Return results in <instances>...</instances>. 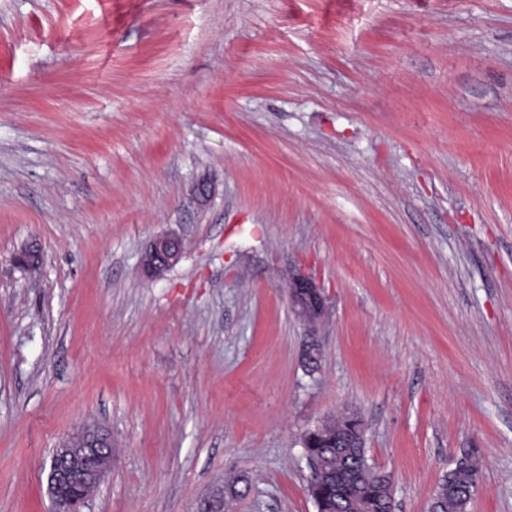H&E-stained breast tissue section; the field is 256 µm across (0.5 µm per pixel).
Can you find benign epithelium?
I'll use <instances>...</instances> for the list:
<instances>
[{
	"label": "benign epithelium",
	"mask_w": 512,
	"mask_h": 512,
	"mask_svg": "<svg viewBox=\"0 0 512 512\" xmlns=\"http://www.w3.org/2000/svg\"><path fill=\"white\" fill-rule=\"evenodd\" d=\"M181 240L174 235L155 237L144 252L142 268L149 278H157L180 258ZM292 306L303 319L313 322L325 312V296L304 275L294 276L289 284ZM112 467V436L95 424L81 428L78 444L61 445L49 468L48 491L51 512H82L90 492Z\"/></svg>",
	"instance_id": "benign-epithelium-1"
}]
</instances>
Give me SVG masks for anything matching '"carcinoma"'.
<instances>
[{"label": "carcinoma", "instance_id": "carcinoma-1", "mask_svg": "<svg viewBox=\"0 0 512 512\" xmlns=\"http://www.w3.org/2000/svg\"><path fill=\"white\" fill-rule=\"evenodd\" d=\"M360 425L359 418L343 416L332 421L328 433L317 428L305 434L313 444L311 464L318 473V481L311 489L317 512H393L390 478L369 463L365 449H359L362 463L357 477L345 483L336 482L347 469L349 459L342 449L330 447L331 436L352 433ZM461 456L464 463L448 471L434 494L439 512H467L479 487L483 468L479 449L470 448Z\"/></svg>", "mask_w": 512, "mask_h": 512}]
</instances>
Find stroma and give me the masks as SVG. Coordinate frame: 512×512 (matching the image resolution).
Listing matches in <instances>:
<instances>
[{
	"label": "stroma",
	"instance_id": "stroma-1",
	"mask_svg": "<svg viewBox=\"0 0 512 512\" xmlns=\"http://www.w3.org/2000/svg\"><path fill=\"white\" fill-rule=\"evenodd\" d=\"M344 411L394 512L465 448L512 512V0H0V512L88 423L84 512H317ZM181 240L174 235L155 237L144 252L142 268L149 278H157L174 265L180 258ZM292 306L303 319L313 322L325 312V296L315 283L304 275L294 276L289 284Z\"/></svg>",
	"mask_w": 512,
	"mask_h": 512
}]
</instances>
